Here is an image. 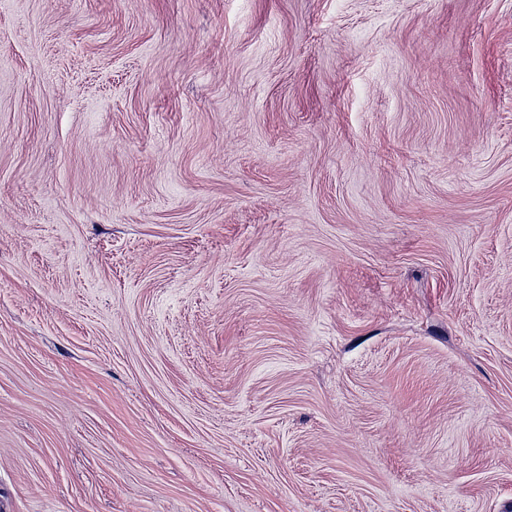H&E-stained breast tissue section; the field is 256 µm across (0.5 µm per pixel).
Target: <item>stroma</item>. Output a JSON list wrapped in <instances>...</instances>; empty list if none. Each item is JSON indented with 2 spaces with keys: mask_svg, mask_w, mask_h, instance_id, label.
Masks as SVG:
<instances>
[{
  "mask_svg": "<svg viewBox=\"0 0 512 512\" xmlns=\"http://www.w3.org/2000/svg\"><path fill=\"white\" fill-rule=\"evenodd\" d=\"M512 0H0V512H505Z\"/></svg>",
  "mask_w": 512,
  "mask_h": 512,
  "instance_id": "1",
  "label": "stroma"
}]
</instances>
